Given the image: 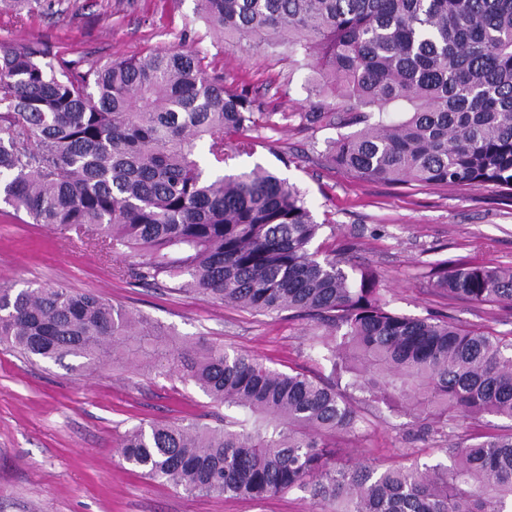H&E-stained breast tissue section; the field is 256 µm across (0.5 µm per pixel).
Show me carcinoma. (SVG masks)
Wrapping results in <instances>:
<instances>
[{
    "label": "carcinoma",
    "instance_id": "carcinoma-1",
    "mask_svg": "<svg viewBox=\"0 0 512 512\" xmlns=\"http://www.w3.org/2000/svg\"><path fill=\"white\" fill-rule=\"evenodd\" d=\"M18 10L55 0H9ZM224 43L314 62L303 118L357 130L327 141L339 169L389 184L512 194V0H196ZM263 103L224 88L198 51L100 67L0 47V203L110 256L131 282L321 329L322 379L162 328L71 288L0 286V343L24 356L132 362L224 406L216 425L140 424L131 469L190 494L266 499L299 489L318 512H512V433L460 437L448 418L512 419V342L483 325L388 309L367 267L311 249L323 225L260 165L227 174L226 137L250 153ZM433 287L512 310V267L441 261ZM395 399L448 463L382 468L336 458L360 417L348 391Z\"/></svg>",
    "mask_w": 512,
    "mask_h": 512
}]
</instances>
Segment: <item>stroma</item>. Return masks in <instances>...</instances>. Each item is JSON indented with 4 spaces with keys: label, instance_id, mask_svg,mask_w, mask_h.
<instances>
[{
    "label": "stroma",
    "instance_id": "stroma-1",
    "mask_svg": "<svg viewBox=\"0 0 512 512\" xmlns=\"http://www.w3.org/2000/svg\"><path fill=\"white\" fill-rule=\"evenodd\" d=\"M195 0H62L53 11L0 9V44L39 43L69 63L106 65L151 50L200 51L209 71L229 87L247 86L266 117L253 133L251 154L234 170L262 165L305 195L317 222L316 246L351 252L379 276L389 309L411 317L452 316L512 335V310L448 298L432 286L442 260L512 266V195L492 188L422 187L370 181L326 164L321 153L337 138L333 126H309L310 67L286 50L245 51L225 45L195 12ZM123 259L105 257L41 224L0 210V284L62 285L95 293L163 326L170 346L198 338L252 354L269 366L328 375L312 348L311 322L224 306L165 287L130 284ZM353 400L361 416L352 456L378 465L434 463L440 442L418 437L403 410ZM217 406L193 384L125 363L70 370L27 360L0 345V512H315L309 495L293 489L261 501L189 494L131 471L120 454L126 431L145 421H210Z\"/></svg>",
    "mask_w": 512,
    "mask_h": 512
}]
</instances>
